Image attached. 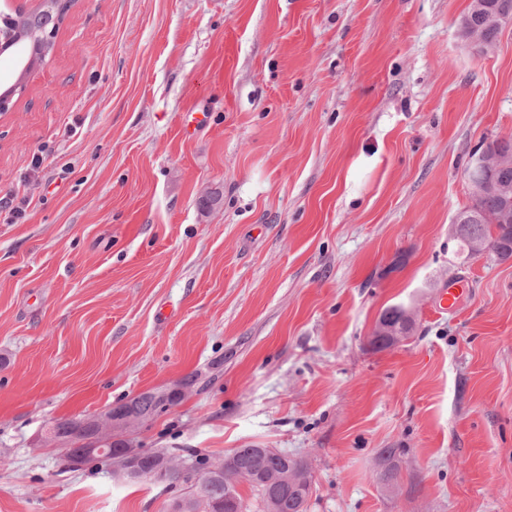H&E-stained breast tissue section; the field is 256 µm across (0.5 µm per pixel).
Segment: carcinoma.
Listing matches in <instances>:
<instances>
[{
  "label": "carcinoma",
  "mask_w": 512,
  "mask_h": 512,
  "mask_svg": "<svg viewBox=\"0 0 512 512\" xmlns=\"http://www.w3.org/2000/svg\"><path fill=\"white\" fill-rule=\"evenodd\" d=\"M41 13L28 14L18 11L16 16H4L3 25L19 30L10 45L37 40ZM483 151L496 159V163L486 169L485 177L503 186L512 187V137L496 138L489 142ZM505 200L496 194H486L478 201V213L465 207L462 213L469 217L464 222L460 237L455 239L457 253L465 259L473 257V249L479 244L482 250L498 261L512 258V223L499 221ZM379 322L390 326H403L404 306L392 305L386 308ZM181 401L176 398L168 403L155 400L142 394L129 403L119 405L122 412L137 417V421H147L170 406ZM56 437L64 444L59 449L65 465H70L72 455L83 447L89 437L87 432H78L72 427V420L59 419L54 422ZM397 448H387L382 453L376 470L379 484L393 489L399 486L401 473L396 457ZM189 457L201 464L219 466L209 479L193 481L184 472V457L174 454L165 458L147 454L142 467L149 474L147 481L173 487L183 486L184 494L170 500L166 512H248L239 485H249L260 503L261 512H306L311 490V474L307 462L296 455L272 448H236L222 460L210 461L206 456L194 452Z\"/></svg>",
  "instance_id": "1"
}]
</instances>
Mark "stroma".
<instances>
[{
  "label": "stroma",
  "instance_id": "1",
  "mask_svg": "<svg viewBox=\"0 0 512 512\" xmlns=\"http://www.w3.org/2000/svg\"><path fill=\"white\" fill-rule=\"evenodd\" d=\"M470 2L73 0L32 69L0 54V512H164L39 440L190 375L125 440L301 456L307 512H512V259L449 238L512 136V25L481 51ZM404 308L405 307L402 304H396L386 308L380 316L378 326L380 323H384L390 326L402 327L403 323L406 321V319L404 318L406 313L404 311ZM414 325L415 322H412L411 325L406 329V332H408V334H410L414 330ZM378 326L371 340L372 345L376 349L389 348L393 346L392 340L394 342H398V340L401 339L406 334V332L400 331L399 328L383 326V330L390 334V337L392 339L391 340L389 337L382 336L379 334ZM399 454L397 448H386L382 453L376 470V479L386 488H397L400 484L401 473L396 457Z\"/></svg>",
  "mask_w": 512,
  "mask_h": 512
}]
</instances>
